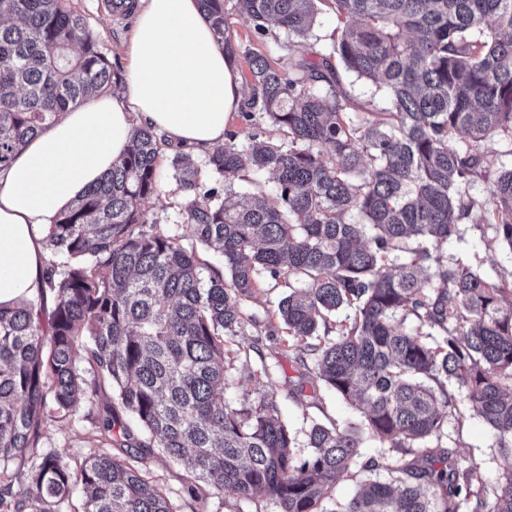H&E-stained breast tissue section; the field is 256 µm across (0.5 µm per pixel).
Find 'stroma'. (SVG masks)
Segmentation results:
<instances>
[{
    "mask_svg": "<svg viewBox=\"0 0 512 512\" xmlns=\"http://www.w3.org/2000/svg\"><path fill=\"white\" fill-rule=\"evenodd\" d=\"M71 3L84 16L90 32L113 68L124 70L127 64L125 39L134 24L133 18L113 12L111 0H71ZM161 167V192L159 196L147 199L143 208L150 220L166 230L185 233L187 197L174 178L169 161H162ZM445 252L449 262L469 264L491 278L506 283L512 281V249L500 241L490 225L460 224L457 235L449 239ZM283 292L280 286H264L257 298L245 303L247 314L255 320L254 326L244 334L227 337L224 360L227 401L236 404L266 392H275L282 421L301 434L315 421L330 420L341 425L358 423L360 411L336 397L322 383L306 386L303 401L298 402L288 396L283 387L284 381H299L303 368L295 362L288 338L272 315ZM455 393L461 400L460 412L449 417L442 442L455 449L464 460L477 463L487 487H497L506 473L512 470V456L500 452L494 430L471 410L465 400V389L456 388ZM397 457L396 450L388 442L363 434L360 466L353 474L337 482L321 504L323 512H336L337 506L347 503L362 482H392L397 477L395 471L390 468L367 470L363 464L371 459L393 463ZM141 467L166 490L174 512H277L276 505L262 497L212 496L203 501L191 498L187 493L191 469L183 462H174L156 454L142 462Z\"/></svg>",
    "mask_w": 512,
    "mask_h": 512,
    "instance_id": "35a3bbf8",
    "label": "stroma"
}]
</instances>
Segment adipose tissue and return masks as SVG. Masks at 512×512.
Wrapping results in <instances>:
<instances>
[{
  "label": "adipose tissue",
  "mask_w": 512,
  "mask_h": 512,
  "mask_svg": "<svg viewBox=\"0 0 512 512\" xmlns=\"http://www.w3.org/2000/svg\"><path fill=\"white\" fill-rule=\"evenodd\" d=\"M122 92L104 89L28 140L0 170V305L34 297L45 230L123 156L147 125L187 151L222 145L243 101L237 68L198 0H140Z\"/></svg>",
  "instance_id": "obj_1"
}]
</instances>
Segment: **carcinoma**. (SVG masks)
I'll return each mask as SVG.
<instances>
[{
	"mask_svg": "<svg viewBox=\"0 0 512 512\" xmlns=\"http://www.w3.org/2000/svg\"><path fill=\"white\" fill-rule=\"evenodd\" d=\"M226 2L198 0L227 55L248 64L249 130L225 134L201 168L181 150L171 159L189 236L224 270L148 221L142 204L161 191L168 145L136 127L123 158L49 225L37 296L0 307V512H70L75 489L82 512H173L119 456L131 448L140 461L157 448L187 462L197 499L265 496L279 512H322L365 432L401 454L403 478L360 486L340 512H512V471L490 493L479 466L441 442L460 412L454 382L512 456L505 285L443 253L463 220L494 226L512 250V167L490 174L483 147L512 139V0H235L232 13ZM321 5L336 29L314 61ZM236 17L288 51L291 70L236 39ZM347 74L375 84L384 105L354 98ZM121 82L70 0H0V170ZM258 114L273 134L254 130ZM229 176L250 184L235 203ZM488 178L486 199L465 196ZM353 211L364 222L347 221ZM268 277L307 282L286 285L272 316L296 361L363 409L358 426L312 425L304 457L273 394L237 406L224 396L225 337L253 322L244 302ZM409 316L417 328L406 331ZM107 384L113 402L100 408ZM66 419L91 425L73 460L45 447Z\"/></svg>",
	"mask_w": 512,
	"mask_h": 512,
	"instance_id": "obj_1",
	"label": "carcinoma"
}]
</instances>
